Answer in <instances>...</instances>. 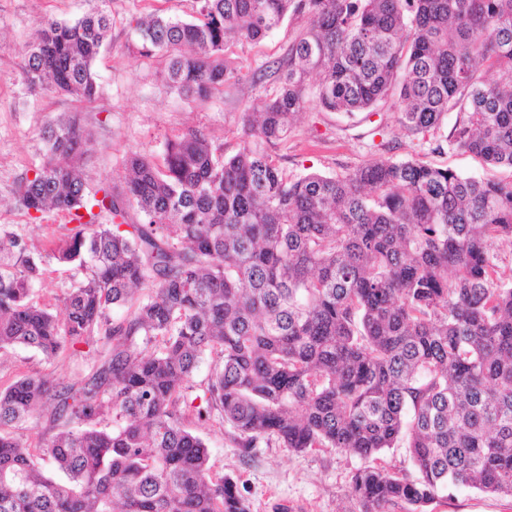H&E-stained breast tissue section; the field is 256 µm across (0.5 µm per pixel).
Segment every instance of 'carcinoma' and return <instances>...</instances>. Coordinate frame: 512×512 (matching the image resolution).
<instances>
[{
	"label": "carcinoma",
	"instance_id": "carcinoma-1",
	"mask_svg": "<svg viewBox=\"0 0 512 512\" xmlns=\"http://www.w3.org/2000/svg\"><path fill=\"white\" fill-rule=\"evenodd\" d=\"M193 3L192 20L139 21L134 45L166 58L189 104L243 81L229 40L259 42L288 16L307 25L259 69L277 88L243 113L230 156L188 129L163 165L135 152L122 184L90 193L78 115L44 131L17 204L72 215L47 256L74 282L61 322L35 300L42 257L0 230V356L23 346L52 360L84 343L96 357L68 386L26 375L0 390V512H250L213 474L189 410L244 453L274 442L375 460L404 439L417 477L358 470L359 512H426L461 485L512 497V283L495 264L512 243V181L393 158L290 179L271 154L311 102L354 115L395 95L415 135L454 115L431 152L512 168V0ZM111 30L101 8L40 21L20 64L27 91L93 102Z\"/></svg>",
	"mask_w": 512,
	"mask_h": 512
}]
</instances>
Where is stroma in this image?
I'll return each mask as SVG.
<instances>
[{
    "label": "stroma",
    "instance_id": "stroma-1",
    "mask_svg": "<svg viewBox=\"0 0 512 512\" xmlns=\"http://www.w3.org/2000/svg\"><path fill=\"white\" fill-rule=\"evenodd\" d=\"M95 6L96 0H0V226L22 234L36 253H42L47 238H64L69 229L64 220L50 213L33 218L15 200L20 181L33 177L42 162V133L48 123L75 112L91 133L93 144L84 171L92 191L104 182L121 184L124 161L131 153L162 160L166 140L189 127L204 130L223 145L225 155H232L241 143L242 112L274 88L269 79L243 82L225 87L210 100L184 104L165 85L164 59L139 56L132 44L141 17L165 14L188 19L193 14L192 0H106L104 7L113 19L112 36L94 65L99 85L96 102L81 104L54 93L28 94L19 78V63L38 21L44 17L74 19ZM304 25V19H287L259 43L229 44L226 55L241 74H252L262 64L282 57ZM400 108L394 97L368 117L310 107L274 156L291 177L313 171L342 175L378 157L373 141L375 129L381 127L390 143V157L413 158L469 176L512 179V170L482 167L469 154L452 149L431 152L425 140L402 129ZM71 275L69 265L44 258L36 297L55 314L63 312L59 295L70 286ZM93 356L86 346L77 355L63 350L50 361L33 350H15L0 359V389L31 374L47 376L58 385L71 383ZM189 426L205 440L214 471L237 482L251 512H357L350 481L364 466V459L336 448L296 453L275 443L259 445L245 454L226 429L194 419ZM428 512H512V497L462 486L451 498L431 504Z\"/></svg>",
    "mask_w": 512,
    "mask_h": 512
}]
</instances>
